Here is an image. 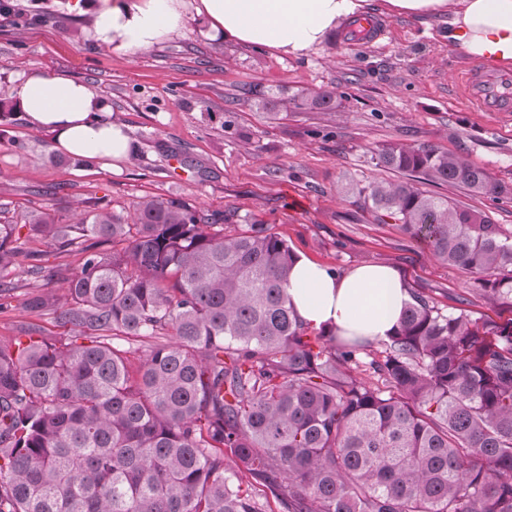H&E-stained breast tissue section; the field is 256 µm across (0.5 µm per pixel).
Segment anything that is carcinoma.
Wrapping results in <instances>:
<instances>
[{
    "mask_svg": "<svg viewBox=\"0 0 512 512\" xmlns=\"http://www.w3.org/2000/svg\"><path fill=\"white\" fill-rule=\"evenodd\" d=\"M243 95L275 116L338 107L333 89ZM374 159L405 180L352 183L359 205L512 309V235L417 187L497 198L491 174L432 145ZM231 219L157 197L130 224L98 202L76 224L24 214L81 268L64 302H23L62 334L26 323L0 339V512H512V319L414 294L372 387L356 375L365 345L298 319L287 241L267 224L226 235ZM17 229L0 225V279L26 264L53 280Z\"/></svg>",
    "mask_w": 512,
    "mask_h": 512,
    "instance_id": "cac0c4a2",
    "label": "carcinoma"
}]
</instances>
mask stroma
I'll list each match as a JSON object with an SVG mask.
<instances>
[{
  "mask_svg": "<svg viewBox=\"0 0 512 512\" xmlns=\"http://www.w3.org/2000/svg\"><path fill=\"white\" fill-rule=\"evenodd\" d=\"M12 2L39 23L25 28L0 16V224L20 223L42 190L59 183L65 189L50 202L66 224L90 199L124 215L141 197L172 198L234 213L228 234L270 225L297 255L339 273L363 263L394 267L409 291L445 311L512 318V309L487 302L475 275L438 261L400 225L378 223L347 191L355 180L398 181L371 159L393 142L459 153L512 189V112L459 99V73L472 62L448 46L450 15H404L368 0L382 37L358 43L337 29L294 57L227 39L190 10L177 34L125 56L89 37L91 15L71 0ZM23 70L80 80L111 102L133 149L120 171L100 161L77 167L54 151L52 133L33 125L14 96ZM245 84L268 94L332 89L339 107L273 116L243 99ZM421 189L512 232V197L495 201L448 184ZM9 279L0 338L31 321L23 302L42 284L22 269Z\"/></svg>",
  "mask_w": 512,
  "mask_h": 512,
  "instance_id": "35a3bbf8",
  "label": "stroma"
}]
</instances>
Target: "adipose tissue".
<instances>
[{"label":"adipose tissue","mask_w":512,"mask_h":512,"mask_svg":"<svg viewBox=\"0 0 512 512\" xmlns=\"http://www.w3.org/2000/svg\"><path fill=\"white\" fill-rule=\"evenodd\" d=\"M367 0H194L214 30L250 46L301 56L319 46L342 19ZM410 15L451 13L448 44L475 62L512 61V0H387ZM91 36L119 54L151 49L184 25V0H94ZM14 91L22 112L51 131L54 148L104 163L128 160L132 146L112 106L86 83L61 76L18 73ZM288 299L309 327L344 340L382 341L410 300L393 267L365 263L345 274L305 259L294 263Z\"/></svg>","instance_id":"obj_1"}]
</instances>
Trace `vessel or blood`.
I'll return each instance as SVG.
<instances>
[{"instance_id":"1","label":"vessel or blood","mask_w":512,"mask_h":512,"mask_svg":"<svg viewBox=\"0 0 512 512\" xmlns=\"http://www.w3.org/2000/svg\"><path fill=\"white\" fill-rule=\"evenodd\" d=\"M460 87L463 100L480 111L512 112V69L463 70Z\"/></svg>"}]
</instances>
